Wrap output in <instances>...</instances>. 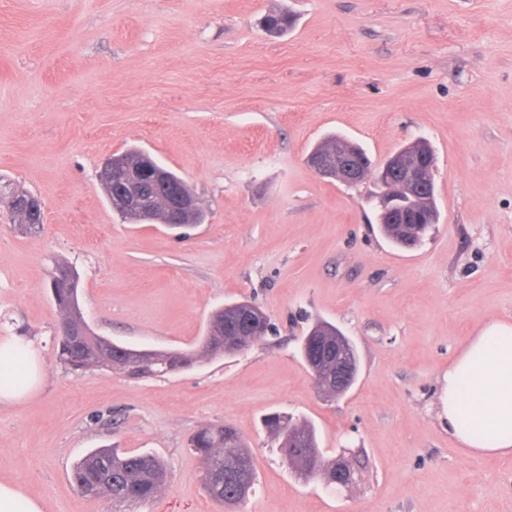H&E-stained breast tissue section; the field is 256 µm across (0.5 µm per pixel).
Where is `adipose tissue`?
<instances>
[{
    "label": "adipose tissue",
    "instance_id": "ef3b65f1",
    "mask_svg": "<svg viewBox=\"0 0 512 512\" xmlns=\"http://www.w3.org/2000/svg\"><path fill=\"white\" fill-rule=\"evenodd\" d=\"M14 380L0 381V403L21 400L41 376L32 342L0 340V365ZM439 417L461 447L480 456H512V323L488 322L449 365Z\"/></svg>",
    "mask_w": 512,
    "mask_h": 512
}]
</instances>
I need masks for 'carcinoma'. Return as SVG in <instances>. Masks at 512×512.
<instances>
[{
  "label": "carcinoma",
  "instance_id": "cac0c4a2",
  "mask_svg": "<svg viewBox=\"0 0 512 512\" xmlns=\"http://www.w3.org/2000/svg\"><path fill=\"white\" fill-rule=\"evenodd\" d=\"M346 147L351 154L362 157L366 153L347 139L333 135L318 144L315 151L333 158L336 149ZM431 228L429 224L381 225L383 234L396 246L413 248L419 245ZM62 276L73 291H78L79 276L70 266L57 264L52 271L56 305L63 319L70 318L65 291L56 287V278ZM245 302L226 304L212 313L205 336L197 348L190 351H154L130 347H110L108 339L95 333L83 337L75 345L58 334L57 358L70 372L77 374L91 368L119 370L131 378L163 377L188 368L202 357L217 354L234 356L231 344L252 345L263 340L261 336L241 334L240 308ZM338 328L323 320H316L304 341L316 337L336 339ZM264 426L295 475L304 478L317 475L329 485L336 484V460L327 459L320 450L314 426L298 421L286 413H273L264 419ZM191 447L204 464L205 488L218 503L233 512L245 502L256 482L253 458L239 432L229 424L210 426L191 438ZM167 478L164 463L148 454H126L116 448H96L87 453L74 467L72 479L81 494L97 490L99 495L112 499V503L127 508L153 500Z\"/></svg>",
  "mask_w": 512,
  "mask_h": 512
}]
</instances>
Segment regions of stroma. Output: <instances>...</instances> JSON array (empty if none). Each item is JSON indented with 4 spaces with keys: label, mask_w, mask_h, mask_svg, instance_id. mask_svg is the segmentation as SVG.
I'll list each match as a JSON object with an SVG mask.
<instances>
[{
    "label": "stroma",
    "mask_w": 512,
    "mask_h": 512,
    "mask_svg": "<svg viewBox=\"0 0 512 512\" xmlns=\"http://www.w3.org/2000/svg\"><path fill=\"white\" fill-rule=\"evenodd\" d=\"M275 10L296 18L279 37L262 28ZM334 132L376 167L428 139L439 221L418 246L380 233L375 177L348 188L307 166ZM133 148L186 181L203 223L124 222L96 173ZM1 185L38 196L44 221L0 199V336L32 340L42 367L0 403V478L45 512H112L71 480L103 446L166 462L139 512H225L189 445L224 423L257 473L239 512H512V456L468 454L437 415L455 355L512 321V0H0ZM58 262L93 331L132 348L194 349L243 299L271 329L164 377L74 374L56 355ZM316 317L355 346L344 395L300 356ZM274 412L312 423L361 481L298 480L267 446Z\"/></svg>",
    "instance_id": "stroma-1"
}]
</instances>
